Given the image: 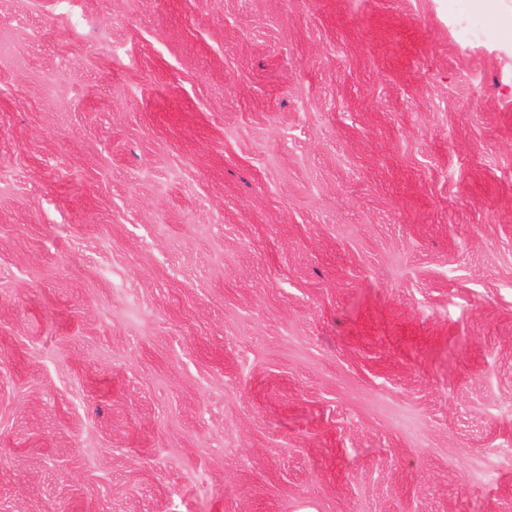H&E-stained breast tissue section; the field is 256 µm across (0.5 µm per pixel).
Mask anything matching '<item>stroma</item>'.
Masks as SVG:
<instances>
[{"label": "stroma", "mask_w": 512, "mask_h": 512, "mask_svg": "<svg viewBox=\"0 0 512 512\" xmlns=\"http://www.w3.org/2000/svg\"><path fill=\"white\" fill-rule=\"evenodd\" d=\"M0 0V512H512V0Z\"/></svg>", "instance_id": "obj_1"}]
</instances>
